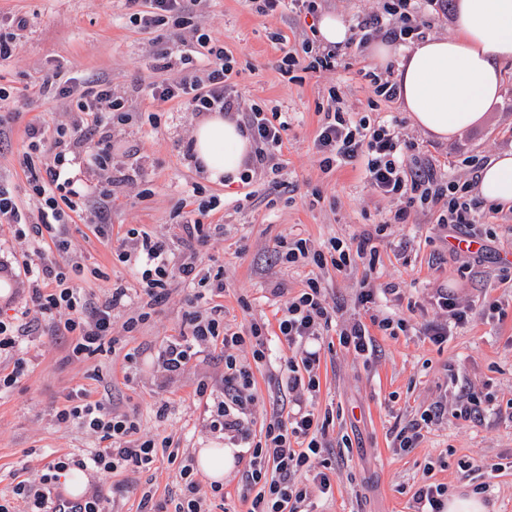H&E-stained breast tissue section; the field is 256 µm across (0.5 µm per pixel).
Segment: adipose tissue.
Listing matches in <instances>:
<instances>
[{
  "label": "adipose tissue",
  "instance_id": "adipose-tissue-1",
  "mask_svg": "<svg viewBox=\"0 0 512 512\" xmlns=\"http://www.w3.org/2000/svg\"><path fill=\"white\" fill-rule=\"evenodd\" d=\"M455 37L406 46L376 43L374 59L395 61L398 99L417 128L443 141L476 126L501 96V66L512 62V0H455ZM194 153L211 179L237 181L251 144L234 121L212 114L198 123ZM479 195L512 203V152L480 173Z\"/></svg>",
  "mask_w": 512,
  "mask_h": 512
}]
</instances>
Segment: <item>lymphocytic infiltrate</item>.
<instances>
[{
	"instance_id": "1",
	"label": "lymphocytic infiltrate",
	"mask_w": 512,
	"mask_h": 512,
	"mask_svg": "<svg viewBox=\"0 0 512 512\" xmlns=\"http://www.w3.org/2000/svg\"><path fill=\"white\" fill-rule=\"evenodd\" d=\"M143 8L134 21L141 30L158 32L161 48L154 60V70L165 69L167 59L178 56L189 64L203 61L200 72L173 79L149 83L147 94L160 105L174 104L194 112H236L241 114L240 129L246 132L255 147L253 163L268 166L280 152L287 122L276 121L266 109L246 103L230 84L232 59L223 47L213 43L202 32L197 6L199 0H141ZM446 11V0H379L372 12L357 17L347 45L362 48L376 34L388 42L403 44L419 37L429 23ZM192 31L193 40H184V31ZM339 53L334 47L317 46L305 39L301 48L289 49L282 60L283 73L300 65L309 69H336ZM41 95L67 100L75 105L76 116L67 126L49 127L40 119L28 123L24 130L29 151L22 158L26 181L32 197L38 199V220L29 224L39 248L35 258L23 260L25 275L30 283V300L42 314H60L64 321L57 333L73 339L72 352L90 356L103 350L112 339V312L131 301V290L125 285H113L101 303L92 302L84 289L71 286L66 263L60 262L68 243L61 229L81 215L88 197H95V217L98 223L108 221L112 208V190L102 186L87 190L76 185L70 175V161L62 148L71 143L84 150L87 166L105 167L111 158L112 126L124 123L127 113L125 100L112 90L111 82L97 78L83 94H76L70 80L53 74L38 86ZM339 88L328 90L327 106L321 109L320 123L314 147L320 155L323 170L336 166L362 165L369 187L378 196L396 201L395 211L380 222L377 231L391 224L409 223L415 203L436 209L440 224H453L475 237L478 222V202L472 182H459L438 177L434 164L414 166L408 162L412 143L401 141L390 121L370 122L367 117H354L343 111ZM41 160H34V153ZM218 196H204L194 188L192 196L182 200L175 214L180 219L187 239L203 235L206 221L220 207ZM132 241H121L116 249L119 261L134 264L138 288L149 302L166 298L168 283L177 277L193 287V304L206 305L208 315H194L192 337L200 342H218L224 346V398L214 405L212 424L221 429L234 447L248 450V463L243 479L246 493L251 496L248 512H303L306 502L331 497V473L317 469L314 461L332 446L326 426L315 414L307 396L315 392L318 383L313 371L319 360L317 352L306 344L334 330L335 308L326 303L324 291L317 279L311 278L305 288L288 301L278 320L280 343L286 344L291 356L279 366L276 384L279 392L289 394L288 411L273 410L260 433L252 431V408L255 404L252 372L238 365L232 351L249 345L255 363L269 361V330L266 323H251L248 333L226 326L223 309L216 300L222 297L226 284L222 275L200 274L191 262H176L169 243L145 230L132 233ZM50 239L51 248H43V239ZM369 237H361L357 246L331 240L327 251L309 249L306 239L286 243L283 260L295 263L308 261L316 266L332 265L343 272L356 260L375 256ZM436 304L444 311L440 321L426 323L424 330L436 343L447 341L453 328L469 323L474 309L459 307L453 296L437 290ZM378 328L394 336L406 331L403 318L390 315L371 316L369 322L354 321L338 330L339 342L355 354H374L375 344L370 333ZM59 422L79 421L99 434L104 447L83 455L66 453L54 457L44 466L34 481H19L8 497H0V512H50L61 489L60 479L71 467L92 468L113 473L127 466L142 467L152 463L156 443L137 437V428L129 416L116 414L101 401L91 400L85 389H77L67 405L57 414ZM310 475L308 483L296 482L299 471Z\"/></svg>"
}]
</instances>
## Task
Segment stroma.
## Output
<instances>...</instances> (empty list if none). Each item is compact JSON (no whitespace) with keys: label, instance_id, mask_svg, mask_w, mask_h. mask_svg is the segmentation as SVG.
Here are the masks:
<instances>
[{"label":"stroma","instance_id":"35a3bbf8","mask_svg":"<svg viewBox=\"0 0 512 512\" xmlns=\"http://www.w3.org/2000/svg\"><path fill=\"white\" fill-rule=\"evenodd\" d=\"M200 13L203 29L233 56L237 91L247 102L278 108L287 121L278 169L256 168L250 184L224 186L207 180L185 158L200 115L145 96L144 86L163 74L151 67L153 34L132 23L125 0H0V33L11 32L12 17L28 21L14 55L0 60V88L9 93L0 104V128L11 138L10 149L0 153V181L26 195L20 165L27 149L25 126L36 117L52 126L72 119L70 104L36 93L37 84L56 72L78 85L107 77L125 98L128 119L112 131L115 153L106 169L79 159L72 172L91 186L111 184L118 205L106 236H98L85 219L67 225L70 254L78 263L70 272L72 285L97 302L113 284L135 287L130 266L118 260L112 245L128 230L143 228L173 243L177 256L192 254L202 272H223L229 285L222 299L224 322L232 330L246 331L256 320L277 330L282 307L311 277L320 280L328 305L335 307L337 326L368 320L373 313L406 319L405 333L375 332L379 352L370 359L341 346L335 335L317 342L319 387L312 402L326 418L329 437L345 441L347 450L341 458L326 456L334 496L315 500V512H411L413 494L430 483L452 492L485 488L493 512H512V265L505 263L512 256V204L477 224V254L453 247L458 229L437 224L435 215L419 206L410 223L389 225L377 241L375 269L360 263L342 273L304 261L267 265L281 240L304 238L314 250L334 238L353 245L397 207L372 193L359 168L322 170L313 141L317 107L326 102L330 85L341 86L347 112L395 120L402 139L438 162L439 175L465 180L473 166L512 151V63L503 66L501 98L483 121L440 142L415 128L398 102L382 100L368 110L370 93L361 70L375 64L370 50L342 55L332 71L284 74L282 57L309 35L311 18L288 11L261 16L246 0H204ZM197 186L220 196L224 208L213 216L215 230L193 240L187 251L173 214ZM28 247L17 229L0 225V280L9 289L8 296H0V312L12 315L29 303L17 261ZM389 284L399 295L385 293ZM365 285L375 290L368 309L358 301ZM439 288L484 316L436 344L424 336L422 325L441 314L433 299ZM191 295V288L175 278L167 297L151 308L132 299L112 313V343L79 360L55 336L54 319L39 316L29 335L19 339L17 357L25 359L26 368L0 396V496L10 495L18 481L37 479L51 452L78 454L100 446L99 436L79 422L56 418L79 387L130 416L139 436L159 445L146 467L117 476L87 472V488L101 490L107 512H139L147 496L156 502L176 499L179 471L194 464L197 449L226 447L223 432L211 430L196 395L203 385L209 399H223V347L193 345L184 369L174 376L162 367L161 352L189 329ZM144 310L148 318L135 332H125V321ZM465 391L485 407L481 421L456 419ZM162 400L171 404L164 417L156 413ZM438 401L446 409L443 419L422 428L412 447H400V429Z\"/></svg>","mask_w":512,"mask_h":512}]
</instances>
